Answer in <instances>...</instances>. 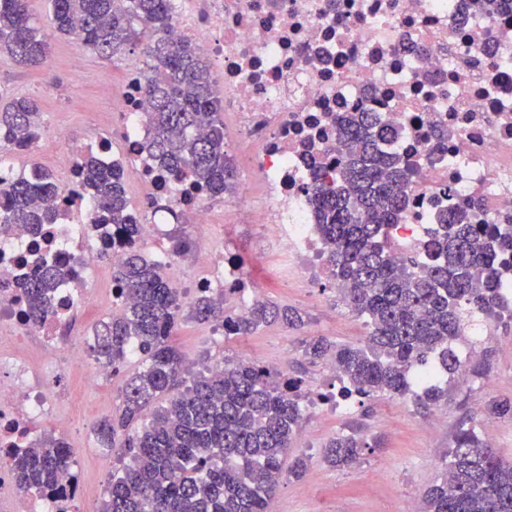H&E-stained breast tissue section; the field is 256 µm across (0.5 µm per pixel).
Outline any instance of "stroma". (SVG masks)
<instances>
[{
    "label": "stroma",
    "instance_id": "stroma-1",
    "mask_svg": "<svg viewBox=\"0 0 512 512\" xmlns=\"http://www.w3.org/2000/svg\"><path fill=\"white\" fill-rule=\"evenodd\" d=\"M47 59L36 66L18 65L0 55V100L14 96L36 99L41 107L45 132L62 127L61 142L46 140L25 159L26 168L50 169L62 151L83 152L106 137L109 100L118 90L133 51L112 61L82 50L72 38L49 33ZM110 85H102V76ZM210 243L223 248L225 257L256 266L258 272L274 264V257L254 260L252 250L262 230L253 224L233 223L224 210L214 215ZM265 299L295 307L308 317L307 325L293 330L274 323L244 338L224 339L214 327L183 318L173 341L190 368L230 358L256 361L285 375L301 377L311 393L330 394L340 388L325 364L310 363L303 345L313 336L339 344L361 343L368 331L364 319L354 317L337 299L332 282L276 283L263 293ZM487 335L478 337L481 375L465 381L448 376L445 396L436 411L420 409L411 398L374 396L352 402L349 411L338 413L319 408L305 416L294 440V451L307 457L302 481H283L275 497L278 512H407L411 502L438 481L444 458L459 428L475 426L479 437L492 443L502 455L512 457V420L490 416L489 401L512 399V350L501 341L512 336V323L491 321ZM112 377V389L100 393L91 385L67 383L63 413L70 422L69 440L79 447L86 462L85 497L77 512H102L108 498L110 475L95 464L100 448L92 432L101 417L116 413L128 371ZM353 434L370 445L360 466L348 470L330 468L322 458V446L332 436Z\"/></svg>",
    "mask_w": 512,
    "mask_h": 512
}]
</instances>
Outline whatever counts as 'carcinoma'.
<instances>
[{"instance_id":"cac0c4a2","label":"carcinoma","mask_w":512,"mask_h":512,"mask_svg":"<svg viewBox=\"0 0 512 512\" xmlns=\"http://www.w3.org/2000/svg\"><path fill=\"white\" fill-rule=\"evenodd\" d=\"M51 27L86 50L111 60L143 45V149L159 169L179 182L218 197L234 188L236 170L225 149L222 101L205 60L189 43L168 38L170 0H50ZM0 54L20 65L47 57L42 27L27 0H0ZM42 128L40 109L30 97L0 107V143L31 144ZM343 145L336 176L316 174L308 201L328 253V273L340 299L369 331L359 345H340L323 336L304 343L312 363L326 361L341 375L339 398L403 395L410 373L439 376L472 371L460 355L474 322L512 311V295L498 280V267L512 258V227L475 224L467 208L450 207L417 263L391 255L390 229L402 222L408 203L410 168L385 149L397 130L370 112L336 118ZM79 167L96 223L119 234L140 236L141 225L126 194L128 173L103 165L93 150ZM57 194L38 171L0 179V235L14 224H54L58 215L45 201ZM73 266L44 257L18 278L30 317L55 311L57 289ZM121 312L94 327L89 355L118 372L134 346L141 365L122 388V410L94 427L102 448H124L128 463L112 478L105 512H271L283 472L299 480L303 456L286 464L304 419L309 392L303 381L268 367L224 360V371L191 373L170 341L183 318L216 323L224 338L245 337L263 325L305 326L298 310L256 298L246 314L224 309L225 300L201 295L187 303L161 274V264L139 250L112 268ZM443 397L432 382L417 398L428 408ZM68 444L44 433L13 456L19 485L32 492L55 490L56 475L70 466ZM369 445L339 434L324 445V459L336 469L358 465ZM417 512H512V460L461 428L448 448L440 481L427 489Z\"/></svg>"}]
</instances>
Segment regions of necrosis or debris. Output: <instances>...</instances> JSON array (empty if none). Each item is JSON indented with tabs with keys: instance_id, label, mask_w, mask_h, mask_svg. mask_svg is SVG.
I'll return each instance as SVG.
<instances>
[{
	"instance_id": "necrosis-or-debris-1",
	"label": "necrosis or debris",
	"mask_w": 512,
	"mask_h": 512,
	"mask_svg": "<svg viewBox=\"0 0 512 512\" xmlns=\"http://www.w3.org/2000/svg\"><path fill=\"white\" fill-rule=\"evenodd\" d=\"M169 37L192 44L208 63L236 114L240 135L253 143L252 166L263 202L241 184L231 200L238 222L266 228L262 251H284L282 265L264 279L251 277L223 254L199 253L195 294L219 292L245 313L265 281H310L327 275L325 248L305 190L314 169L334 173L340 155L335 118L340 112H374L396 128L393 151L413 170L405 220L392 228L396 257H424L428 231L443 209L475 201L481 224L512 223V0L492 10L475 0H172ZM144 66L130 61L114 125L122 152L100 140L107 161H120L149 191L151 209L135 243L102 235L75 221L88 209L78 193L73 157L59 156V193L50 205L59 223L32 235L24 225L0 238V335L28 337L36 351L65 350L63 371L81 372L89 384L111 381V367L90 360L85 347L62 333L75 308L94 293L86 274L117 265L131 248L182 253L167 225L185 213L196 236L212 233L216 198L175 184L147 160L137 117L147 107ZM448 133L437 144L435 130ZM73 264L75 277L61 288L57 313L44 321L27 314L22 293L5 278L41 255ZM57 393L36 374L33 360L0 351V495L9 512H70L82 497L80 473L61 472L57 495L32 500L14 480L11 455L34 426L57 413Z\"/></svg>"
}]
</instances>
